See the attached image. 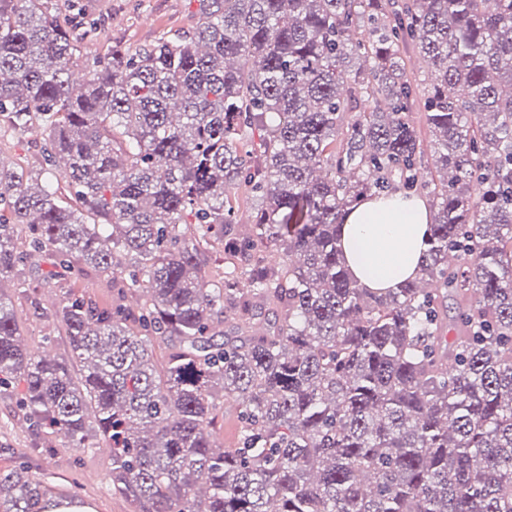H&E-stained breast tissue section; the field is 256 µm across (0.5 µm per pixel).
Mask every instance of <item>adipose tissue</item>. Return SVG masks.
<instances>
[{"mask_svg": "<svg viewBox=\"0 0 512 512\" xmlns=\"http://www.w3.org/2000/svg\"><path fill=\"white\" fill-rule=\"evenodd\" d=\"M433 212L423 196L365 195L346 211L341 247L354 278L384 292L414 278L426 248Z\"/></svg>", "mask_w": 512, "mask_h": 512, "instance_id": "obj_1", "label": "adipose tissue"}]
</instances>
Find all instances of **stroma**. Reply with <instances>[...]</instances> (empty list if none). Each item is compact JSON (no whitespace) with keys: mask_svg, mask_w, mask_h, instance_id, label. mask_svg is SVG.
<instances>
[{"mask_svg":"<svg viewBox=\"0 0 512 512\" xmlns=\"http://www.w3.org/2000/svg\"><path fill=\"white\" fill-rule=\"evenodd\" d=\"M60 20H68L72 11H80L99 26L98 37L82 47L84 59L107 57L113 47L130 53L154 44L160 38L191 30L199 16V0H52ZM45 136L40 126L22 133L0 131V164L8 168H38V150ZM28 284L19 293L13 280L0 283V292L12 301L24 330L29 349H37L42 336L53 339V354H69L67 338L53 317L55 303L67 295H84L98 302L109 301L112 291L102 283L74 275L63 280H47L23 272ZM43 307L42 315H33L31 301ZM52 449L37 447L16 392L0 389V469L24 464L32 476L63 495L78 492L81 504L93 512H138L136 503L112 494L108 474L112 467L109 453L101 449L68 447L63 438L52 441Z\"/></svg>","mask_w":512,"mask_h":512,"instance_id":"stroma-1","label":"stroma"}]
</instances>
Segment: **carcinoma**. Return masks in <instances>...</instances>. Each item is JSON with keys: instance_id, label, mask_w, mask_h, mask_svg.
I'll return each mask as SVG.
<instances>
[{"instance_id": "obj_1", "label": "carcinoma", "mask_w": 512, "mask_h": 512, "mask_svg": "<svg viewBox=\"0 0 512 512\" xmlns=\"http://www.w3.org/2000/svg\"><path fill=\"white\" fill-rule=\"evenodd\" d=\"M199 2L192 31L115 46L76 86L83 22L0 0V126H42L67 188L0 165V283L40 257L117 294L61 300L59 359L24 348L0 293V388L23 385L43 447L105 444L139 512H512V0ZM407 43L431 86L427 182ZM398 186L431 188L429 247L376 295L342 216ZM234 188L261 201L243 231ZM220 397L234 448L211 440ZM49 496L23 464L0 472V512Z\"/></svg>"}]
</instances>
